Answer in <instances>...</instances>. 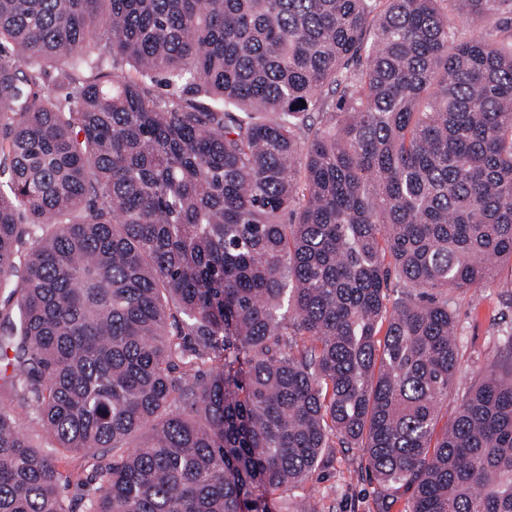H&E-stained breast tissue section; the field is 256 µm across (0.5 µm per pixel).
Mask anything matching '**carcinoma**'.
Wrapping results in <instances>:
<instances>
[{"mask_svg": "<svg viewBox=\"0 0 512 512\" xmlns=\"http://www.w3.org/2000/svg\"><path fill=\"white\" fill-rule=\"evenodd\" d=\"M505 262L512 0H0V512H72L21 411L84 512H268L334 438L512 512V330L448 416ZM504 275L476 292L448 293L458 324V378L462 384L481 379L492 364L504 360L505 354L495 344L496 338L512 327L511 277ZM20 428L26 433L32 441L45 449L53 450L51 448L54 442L39 428L32 415L22 414L19 417ZM55 456V465L63 477L73 475V480L78 476L85 477L89 472L88 464L85 460L77 454L70 452H62L53 450Z\"/></svg>", "mask_w": 512, "mask_h": 512, "instance_id": "cac0c4a2", "label": "carcinoma"}]
</instances>
